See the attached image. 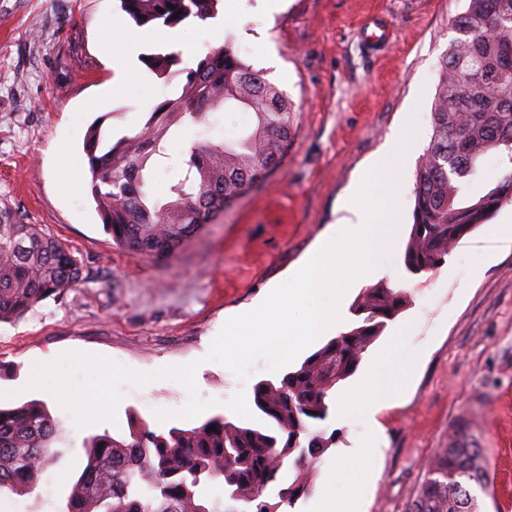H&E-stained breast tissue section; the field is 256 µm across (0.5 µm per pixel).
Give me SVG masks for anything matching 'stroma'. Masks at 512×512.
I'll return each mask as SVG.
<instances>
[{
    "instance_id": "1",
    "label": "stroma",
    "mask_w": 512,
    "mask_h": 512,
    "mask_svg": "<svg viewBox=\"0 0 512 512\" xmlns=\"http://www.w3.org/2000/svg\"><path fill=\"white\" fill-rule=\"evenodd\" d=\"M467 0H282L264 12L259 0H239L220 10L224 39L254 69L282 90L294 110V138L281 164L226 206L214 223L170 258L157 261L116 245L104 230L87 189L83 144L90 125L104 133H134L154 104L177 92L182 75L164 79L142 61H128L121 44L103 34L100 20L114 17L139 30L140 51L169 52L172 33L212 50L211 31L190 19L169 27L136 26L119 0H0V208L43 225L80 261L83 281L60 298L42 301L17 321L0 323V391L8 405L43 402L59 424L61 458L48 474L52 496L5 494L13 512H61L76 472L85 464L86 437H127L135 426L156 434L186 427L159 421V409L188 399L172 380L120 386L116 422L77 427L52 394L27 389L38 357L68 351L106 356L140 372L199 361L201 397L216 399L211 414L244 425L225 403L237 390L271 378L266 360H255L247 380L206 361L224 322L245 313L287 281L345 212L343 203L373 159L388 146L403 119H411L412 148L403 165L402 223L411 226L414 173L428 147L431 109L440 64L456 36L454 21ZM382 17L392 30L381 47L366 43L361 29ZM122 91L108 93L109 83ZM213 127L186 125L168 144L179 161L193 143L231 141L253 127L252 113L217 112ZM512 170L504 153L489 152L462 186L469 205ZM82 183L71 192L63 180ZM485 229L462 239L435 271L414 276L403 263L405 239L381 257L383 273L371 285H401L411 294L406 309L365 353L356 376L336 387L355 390L380 352L399 337L422 348L420 366L404 373L401 359L387 379L403 391L401 405L378 419L386 445L368 461L375 478L362 512H406L425 476V464L447 447L453 424L466 419L490 464L487 490L477 491L481 512H512V248L498 250L478 274L469 252ZM324 429L336 444L317 465L313 493L328 479V466L357 447L359 429L331 412Z\"/></svg>"
}]
</instances>
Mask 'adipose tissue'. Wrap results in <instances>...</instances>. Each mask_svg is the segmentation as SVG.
Returning <instances> with one entry per match:
<instances>
[{"mask_svg": "<svg viewBox=\"0 0 512 512\" xmlns=\"http://www.w3.org/2000/svg\"><path fill=\"white\" fill-rule=\"evenodd\" d=\"M388 362V356H380L357 391L344 395L338 402L340 412L355 416L362 426V441L377 446L383 442V429L377 415L382 409L398 405L400 400L399 391L390 387L382 396L372 393L373 385L383 377ZM361 454V449H354L349 456L330 465V478L323 490L311 499L307 512H359L367 483L366 478L357 472V460Z\"/></svg>", "mask_w": 512, "mask_h": 512, "instance_id": "adipose-tissue-1", "label": "adipose tissue"}]
</instances>
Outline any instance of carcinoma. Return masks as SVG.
Listing matches in <instances>:
<instances>
[{"label": "carcinoma", "mask_w": 512, "mask_h": 512, "mask_svg": "<svg viewBox=\"0 0 512 512\" xmlns=\"http://www.w3.org/2000/svg\"><path fill=\"white\" fill-rule=\"evenodd\" d=\"M220 0H120L137 25L176 26L217 14ZM174 8H169V5ZM180 17H174V13ZM431 110L432 136L415 179L413 224L403 262L420 275L445 262L452 248L482 225L500 201L512 198V172L495 191L465 207L462 184L490 151L512 164V0H468L455 21ZM142 62L166 76L180 54L149 53ZM179 92L159 102L138 132L105 140L100 122L87 133L89 192L102 224L120 247L154 259L171 256L224 206L262 180L281 161L293 136L288 97L226 44L184 68ZM241 107L255 126L229 143L199 142L183 160L175 199L149 196L147 172L180 125L204 124L218 110ZM83 280L72 253L38 224L0 209V323L13 322L42 301L59 298ZM408 304L406 290L366 288L351 306L353 325L328 340L278 380L253 388L263 420L240 427L214 415L168 436L138 430L117 439L96 434L84 442L87 461L65 495L62 512H223L210 486L244 504L241 512H291L308 495L317 463L335 436L310 429L328 418L336 385L359 368L364 354ZM214 431H209L210 426ZM470 431L452 426L450 447L426 465L408 512H479L473 486H488V461L478 444H458ZM57 423L46 406L28 401L0 407V492L31 495L59 451Z\"/></svg>", "instance_id": "obj_1"}]
</instances>
